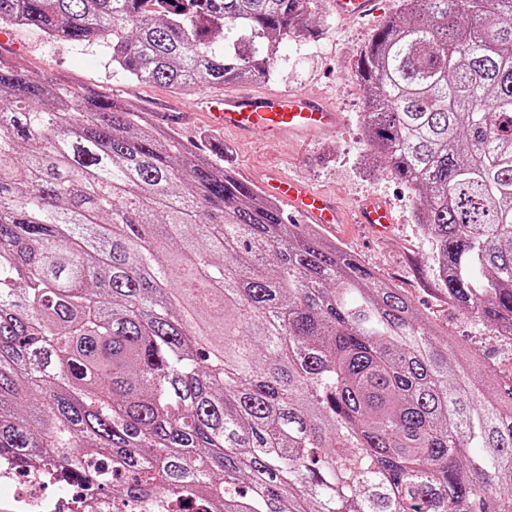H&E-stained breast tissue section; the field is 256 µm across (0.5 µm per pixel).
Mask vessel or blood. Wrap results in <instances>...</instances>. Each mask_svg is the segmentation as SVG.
<instances>
[{"mask_svg":"<svg viewBox=\"0 0 512 512\" xmlns=\"http://www.w3.org/2000/svg\"><path fill=\"white\" fill-rule=\"evenodd\" d=\"M329 5L340 22L358 21L378 13V0H329ZM209 122L213 127L240 135L287 130L313 136L337 130L343 116L333 107L290 91L231 92L215 99ZM263 190L285 206L288 218L298 222L331 229L346 221L333 197L293 178L270 176ZM354 221L382 231L392 224L393 219L383 201L370 198L359 204Z\"/></svg>","mask_w":512,"mask_h":512,"instance_id":"b4317fda","label":"vessel or blood"}]
</instances>
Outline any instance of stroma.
<instances>
[{"label":"stroma","instance_id":"1","mask_svg":"<svg viewBox=\"0 0 512 512\" xmlns=\"http://www.w3.org/2000/svg\"><path fill=\"white\" fill-rule=\"evenodd\" d=\"M400 8L401 0H380L379 16L340 23L330 14L326 0H320V36L310 41L291 40L282 46L279 72L260 83V90L288 88L330 103L345 116L339 130L310 141L271 134L242 140L230 133L213 132L205 123L203 110L207 98L222 95V88H190L176 93L163 85L132 81L112 69L107 50L100 45L50 41L37 29L16 27L6 54L36 76L121 100L130 111L174 128L202 150L223 151L225 163L237 175L264 178L286 172L337 197L348 209L367 197L381 198L396 219L388 237L376 239L362 224H340L332 241L359 255L377 277L400 288L432 322L446 327L456 353L479 349L485 357L481 373L500 377L512 366V351L492 342L481 322L449 300L433 264L435 244L415 220L411 193L383 167L365 165V92L356 77L355 64L383 20Z\"/></svg>","mask_w":512,"mask_h":512}]
</instances>
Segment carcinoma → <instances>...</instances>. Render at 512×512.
<instances>
[{"instance_id":"1","label":"carcinoma","mask_w":512,"mask_h":512,"mask_svg":"<svg viewBox=\"0 0 512 512\" xmlns=\"http://www.w3.org/2000/svg\"><path fill=\"white\" fill-rule=\"evenodd\" d=\"M318 0H0L144 84L273 77ZM368 163L448 298L512 336V0H402L355 66ZM173 131L0 55V468L134 512H512V381Z\"/></svg>"}]
</instances>
